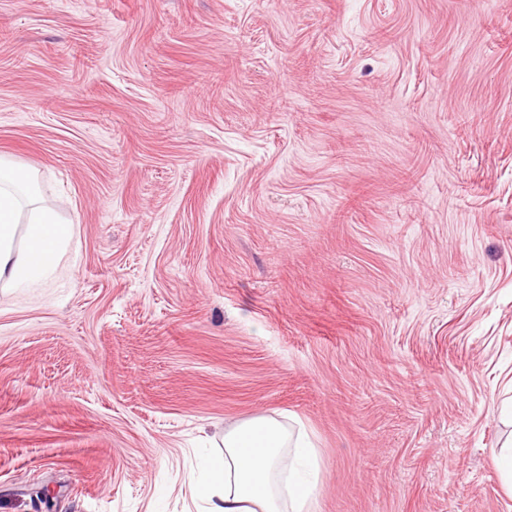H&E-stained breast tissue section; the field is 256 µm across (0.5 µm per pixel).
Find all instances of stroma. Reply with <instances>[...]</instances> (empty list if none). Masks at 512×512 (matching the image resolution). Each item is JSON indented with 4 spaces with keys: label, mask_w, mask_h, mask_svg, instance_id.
<instances>
[{
    "label": "stroma",
    "mask_w": 512,
    "mask_h": 512,
    "mask_svg": "<svg viewBox=\"0 0 512 512\" xmlns=\"http://www.w3.org/2000/svg\"><path fill=\"white\" fill-rule=\"evenodd\" d=\"M0 512H201L224 431L320 512H512V0H0ZM25 214L26 245L15 240ZM72 237V225L57 224L53 213L37 204L28 177L0 159V282L20 285L43 275L52 263L58 242ZM319 456L295 418L261 415L224 431V455L191 469L186 486L207 512H319Z\"/></svg>",
    "instance_id": "stroma-1"
}]
</instances>
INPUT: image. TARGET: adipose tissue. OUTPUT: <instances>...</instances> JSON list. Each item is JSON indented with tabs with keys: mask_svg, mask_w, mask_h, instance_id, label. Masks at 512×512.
Segmentation results:
<instances>
[{
	"mask_svg": "<svg viewBox=\"0 0 512 512\" xmlns=\"http://www.w3.org/2000/svg\"><path fill=\"white\" fill-rule=\"evenodd\" d=\"M25 246H16L17 235ZM72 227L37 204L28 177L0 159V283L20 285L43 275ZM319 456L307 430L286 415H261L224 432V453L186 477L209 512H319Z\"/></svg>",
	"mask_w": 512,
	"mask_h": 512,
	"instance_id": "1",
	"label": "adipose tissue"
}]
</instances>
